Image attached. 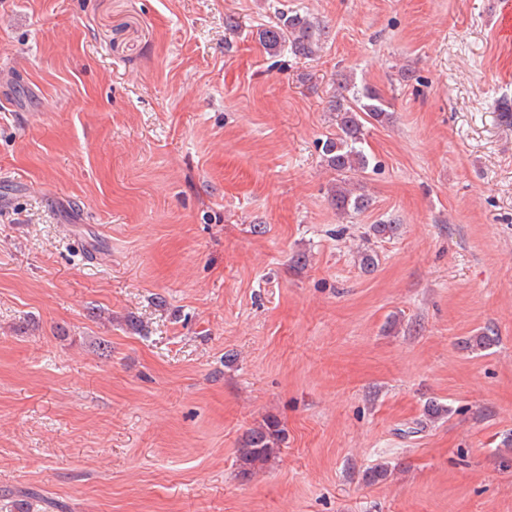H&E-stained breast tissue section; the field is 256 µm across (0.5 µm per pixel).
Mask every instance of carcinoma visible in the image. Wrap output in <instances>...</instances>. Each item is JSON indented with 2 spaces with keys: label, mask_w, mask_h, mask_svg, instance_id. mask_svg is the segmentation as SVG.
<instances>
[{
  "label": "carcinoma",
  "mask_w": 512,
  "mask_h": 512,
  "mask_svg": "<svg viewBox=\"0 0 512 512\" xmlns=\"http://www.w3.org/2000/svg\"><path fill=\"white\" fill-rule=\"evenodd\" d=\"M267 53L278 55L286 50L295 57L312 58L321 49L325 27L319 20L296 12L282 11L275 24L257 32ZM333 113L336 133L322 142L325 166L336 174L328 198L336 213L359 214L369 210L373 199L362 185V174L369 168L364 150L365 124L390 122L393 113L382 93L369 85L358 87L342 74L337 94L328 101ZM284 429L275 419H267L247 431L236 462L243 476L265 466L284 442Z\"/></svg>",
  "instance_id": "obj_1"
}]
</instances>
